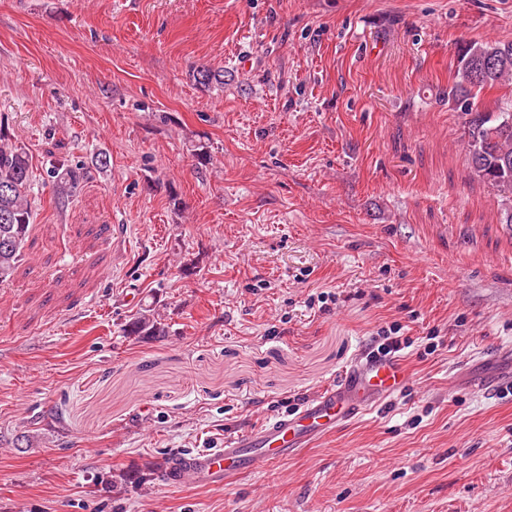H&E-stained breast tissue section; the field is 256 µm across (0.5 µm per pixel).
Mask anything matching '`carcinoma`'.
Returning a JSON list of instances; mask_svg holds the SVG:
<instances>
[{
	"label": "carcinoma",
	"mask_w": 512,
	"mask_h": 512,
	"mask_svg": "<svg viewBox=\"0 0 512 512\" xmlns=\"http://www.w3.org/2000/svg\"><path fill=\"white\" fill-rule=\"evenodd\" d=\"M456 80L443 91L457 111L468 137V162L479 180L503 196L501 223L512 224V107L491 111L479 106L486 91L512 87V42H466L457 51ZM193 78L206 88L224 84V71L201 67ZM51 178L59 199L73 197L83 180L82 165L65 157L51 163ZM33 170L26 148L16 145L0 132V282L17 272L30 237ZM129 336H161L165 323L153 304L142 308L127 323Z\"/></svg>",
	"instance_id": "1"
}]
</instances>
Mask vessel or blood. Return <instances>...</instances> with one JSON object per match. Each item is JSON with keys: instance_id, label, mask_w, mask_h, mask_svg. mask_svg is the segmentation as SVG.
Returning <instances> with one entry per match:
<instances>
[{"instance_id": "obj_1", "label": "vessel or blood", "mask_w": 512, "mask_h": 512, "mask_svg": "<svg viewBox=\"0 0 512 512\" xmlns=\"http://www.w3.org/2000/svg\"><path fill=\"white\" fill-rule=\"evenodd\" d=\"M405 363L358 354L337 382L308 397L294 412L261 427L229 437L223 447L180 455L163 473L172 487L226 488L240 475L268 462H282L335 432L337 426L369 411L409 382Z\"/></svg>"}]
</instances>
